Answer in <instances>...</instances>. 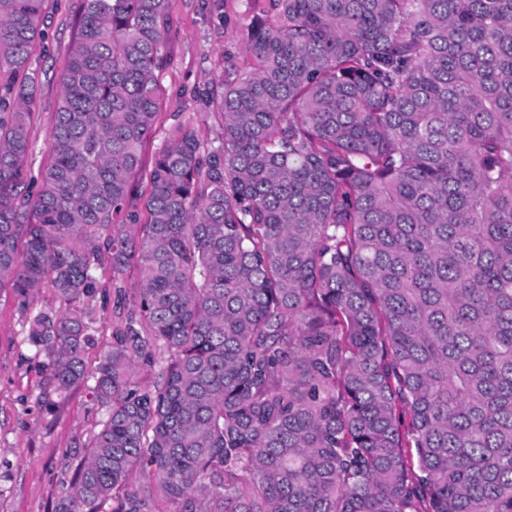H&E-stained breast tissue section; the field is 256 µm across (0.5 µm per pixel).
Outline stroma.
I'll return each mask as SVG.
<instances>
[{"label":"stroma","mask_w":512,"mask_h":512,"mask_svg":"<svg viewBox=\"0 0 512 512\" xmlns=\"http://www.w3.org/2000/svg\"><path fill=\"white\" fill-rule=\"evenodd\" d=\"M82 6L83 0H54L45 27L47 50L35 58L42 87L29 132L28 165L34 170L49 158L58 77ZM269 9L270 0H168L174 22L168 43L171 62L162 75L166 93L155 134L144 146V166H151L162 140L178 122L192 124L203 141L219 137L221 118L201 95L219 88L229 66H245L246 25ZM31 355L11 296H0V512H51L62 481L72 475L99 429V417L81 386L70 391L55 415L40 410L41 376Z\"/></svg>","instance_id":"1"}]
</instances>
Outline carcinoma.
Wrapping results in <instances>:
<instances>
[{"mask_svg": "<svg viewBox=\"0 0 512 512\" xmlns=\"http://www.w3.org/2000/svg\"><path fill=\"white\" fill-rule=\"evenodd\" d=\"M46 2L0 0V294L100 415L54 512H512V0H273L147 170L166 0H84L33 173Z\"/></svg>", "mask_w": 512, "mask_h": 512, "instance_id": "cac0c4a2", "label": "carcinoma"}]
</instances>
